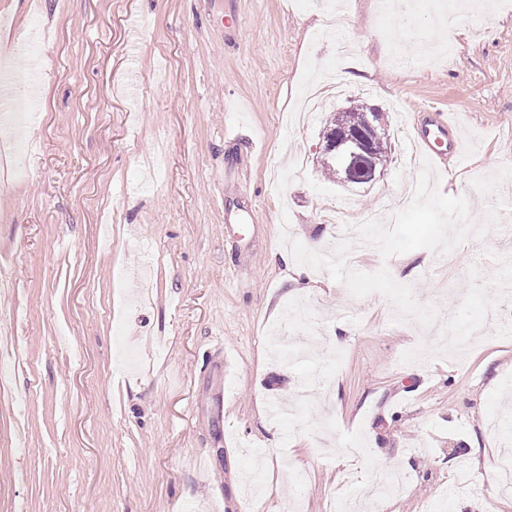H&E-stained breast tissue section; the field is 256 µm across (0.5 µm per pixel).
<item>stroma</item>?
Instances as JSON below:
<instances>
[{"label": "stroma", "instance_id": "stroma-1", "mask_svg": "<svg viewBox=\"0 0 512 512\" xmlns=\"http://www.w3.org/2000/svg\"><path fill=\"white\" fill-rule=\"evenodd\" d=\"M425 2L0 0V43L50 39L15 68L40 84L39 118L0 194V512H512V187L455 254L351 253L436 305L426 328L300 271L281 242L355 241L359 215L392 208L423 108L471 152L434 161L442 193L512 165V0L459 10L449 36ZM334 10L351 32L325 28ZM359 98L385 113L391 160L344 185L316 156L329 113ZM249 209L251 237L225 234L226 211ZM340 324L319 382V351L271 344ZM257 452L252 503L239 473Z\"/></svg>", "mask_w": 512, "mask_h": 512}]
</instances>
